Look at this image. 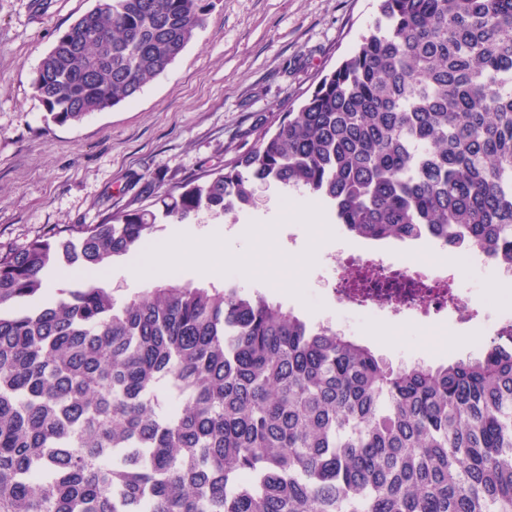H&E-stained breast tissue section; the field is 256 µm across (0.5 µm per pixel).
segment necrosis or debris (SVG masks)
<instances>
[{
  "label": "necrosis or debris",
  "mask_w": 512,
  "mask_h": 512,
  "mask_svg": "<svg viewBox=\"0 0 512 512\" xmlns=\"http://www.w3.org/2000/svg\"><path fill=\"white\" fill-rule=\"evenodd\" d=\"M328 263L337 276L331 291L337 303L401 320L445 317L452 326L474 325L479 312L465 302L457 274L426 263L405 265L385 255L336 251Z\"/></svg>",
  "instance_id": "1"
}]
</instances>
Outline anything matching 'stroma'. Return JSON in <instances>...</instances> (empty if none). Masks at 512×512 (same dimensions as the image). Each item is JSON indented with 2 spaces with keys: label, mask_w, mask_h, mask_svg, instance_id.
Returning <instances> with one entry per match:
<instances>
[{
  "label": "stroma",
  "mask_w": 512,
  "mask_h": 512,
  "mask_svg": "<svg viewBox=\"0 0 512 512\" xmlns=\"http://www.w3.org/2000/svg\"><path fill=\"white\" fill-rule=\"evenodd\" d=\"M96 0H0V251L55 227L97 224L148 205L158 191L223 168L259 135L296 111L366 34L376 0H212L204 25L171 68L132 101L76 125H58L31 78L58 36ZM316 218L263 195L225 215L201 212L189 230L219 228L224 254L260 292L321 323L340 321L351 338L393 366L448 363L474 354L468 330L440 337L415 321L393 324L337 305L323 282L326 254L368 250L346 236L326 202ZM396 259L449 264L463 294L494 308L507 300L491 267L464 266L435 242L394 243Z\"/></svg>",
  "instance_id": "35a3bbf8"
}]
</instances>
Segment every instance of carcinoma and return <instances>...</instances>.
I'll return each instance as SVG.
<instances>
[{
	"instance_id": "1",
	"label": "carcinoma",
	"mask_w": 512,
	"mask_h": 512,
	"mask_svg": "<svg viewBox=\"0 0 512 512\" xmlns=\"http://www.w3.org/2000/svg\"><path fill=\"white\" fill-rule=\"evenodd\" d=\"M205 12L97 0L33 89L79 124L163 75ZM262 186L326 200L359 239L512 261V0H380L232 164L0 252V512H512V341L394 369L258 292L167 283L119 305L95 279Z\"/></svg>"
}]
</instances>
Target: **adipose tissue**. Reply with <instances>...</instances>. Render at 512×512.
Wrapping results in <instances>:
<instances>
[{
	"instance_id": "1",
	"label": "adipose tissue",
	"mask_w": 512,
	"mask_h": 512,
	"mask_svg": "<svg viewBox=\"0 0 512 512\" xmlns=\"http://www.w3.org/2000/svg\"><path fill=\"white\" fill-rule=\"evenodd\" d=\"M224 234L221 231L193 237H177L175 244H160L140 261L132 264L128 275L137 279L146 275L162 278L171 275L184 264L196 267L199 278L215 280L224 272Z\"/></svg>"
}]
</instances>
